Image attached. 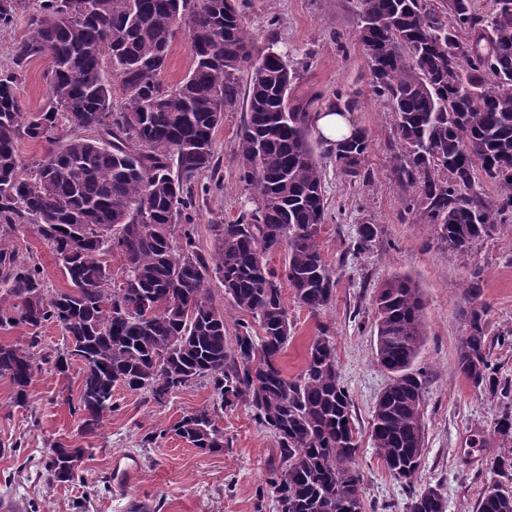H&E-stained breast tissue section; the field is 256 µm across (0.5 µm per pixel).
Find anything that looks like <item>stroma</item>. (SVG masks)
Returning a JSON list of instances; mask_svg holds the SVG:
<instances>
[{
  "label": "stroma",
  "mask_w": 512,
  "mask_h": 512,
  "mask_svg": "<svg viewBox=\"0 0 512 512\" xmlns=\"http://www.w3.org/2000/svg\"><path fill=\"white\" fill-rule=\"evenodd\" d=\"M241 10L259 46L274 45L297 63L296 97H314L316 113L335 94L353 95L352 123L369 135L366 175L354 182L339 173L327 144L319 136L311 138L323 167L328 211L319 245L336 273L335 297L314 314L285 293L291 337L282 368L295 377L316 336H331L359 431L354 463L363 483L364 512H407V494L382 464L369 435L373 406L389 381L375 360L370 312L381 282L394 274L410 277L423 300L426 326L415 363L423 381L425 426L418 482L440 489L446 512H474L484 486L498 479L493 426L506 403L474 388L456 369L455 355L468 328L464 314L474 307L486 309L489 336L512 330V224L495 225L491 235L452 256L435 225L418 223L406 213L407 194L392 173L393 118L386 100L372 91L358 38L357 0H243ZM47 68L44 58L27 64L17 85L23 112L47 107ZM244 117L239 106L225 112L214 134L221 188H210L204 176L194 190V234L208 255L215 250L216 225L235 221L250 207L234 161ZM362 224L377 225L378 235L368 250L357 253L353 244ZM8 240L21 257L38 265L48 290L65 288L61 266L35 226L17 225ZM475 279L481 295L473 300L468 289ZM82 367L76 361L67 374H37L24 408L14 406L11 387L0 378V503L16 506L17 512H274L267 481L275 440L247 407L226 410L219 419L223 453L201 454L171 433L148 446L145 436L213 405L215 397L199 382L159 406L119 385L112 414L89 435L71 412L79 401ZM55 441L87 451L74 483L46 478L45 449ZM116 453L136 456L141 472L129 487L106 491L101 480Z\"/></svg>",
  "instance_id": "35a3bbf8"
}]
</instances>
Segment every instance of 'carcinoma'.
I'll use <instances>...</instances> for the list:
<instances>
[{
	"mask_svg": "<svg viewBox=\"0 0 512 512\" xmlns=\"http://www.w3.org/2000/svg\"><path fill=\"white\" fill-rule=\"evenodd\" d=\"M15 69L0 74V326L25 324L26 346L0 345V377L13 403L28 404L45 369L66 373L84 363L76 412L93 433L112 413L120 384L157 405L197 381L216 403L148 437L172 432L198 451L217 418L244 405L275 438L269 493L276 512H363V490L352 466L359 448L352 400L340 380L336 347L327 335L308 349L304 368L286 377L280 356L290 325L283 301L317 314L333 301L336 279L318 245L327 215L321 166L309 141L311 113L292 97L296 67L287 55H267L245 27L233 0H36ZM463 40L431 0H359V40L375 94L394 116L393 173L413 190L407 213L439 226L452 254L466 251L495 224L512 223V0H455ZM22 0H0V25H10ZM195 21L193 68L172 87L159 77L176 31ZM47 57L50 101L27 116L15 94L25 64ZM124 102L113 108L108 75ZM245 105L234 152L251 209L215 225L218 246L206 256L193 229L178 226L195 208L192 187L217 175L212 139L224 110ZM55 145L36 166L21 164L19 136ZM368 134L355 128L336 142L339 172L363 173ZM482 173L494 193L473 191ZM33 224L61 264L67 287L51 293L37 265L6 235ZM374 224L359 226L354 250L369 249ZM284 253L275 270L271 257ZM123 261L112 281L111 261ZM217 278L241 323L234 343L224 312L209 298ZM153 311H140L143 300ZM373 327L377 363L390 374L372 412L371 441L409 495L407 512H442L435 486L416 488L425 444L423 382L413 369L426 336L423 303L409 277L393 275L376 289ZM486 311L466 315L456 352L460 374L492 397H512V381L491 359ZM64 328L62 348L36 356L38 330ZM499 475L512 480V411L496 420ZM45 471L67 484L64 445L47 449ZM475 512H512V487L484 488Z\"/></svg>",
	"mask_w": 512,
	"mask_h": 512,
	"instance_id": "obj_1",
	"label": "carcinoma"
}]
</instances>
